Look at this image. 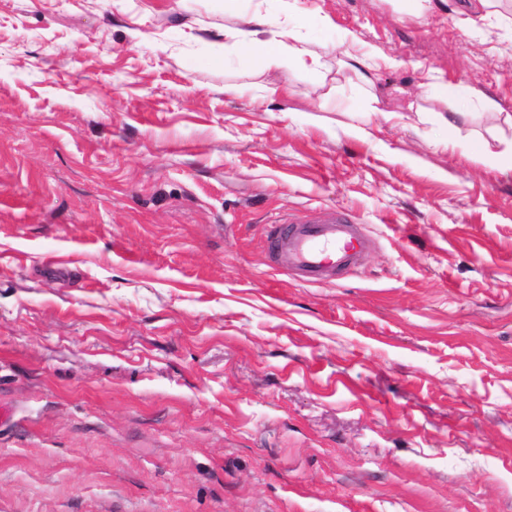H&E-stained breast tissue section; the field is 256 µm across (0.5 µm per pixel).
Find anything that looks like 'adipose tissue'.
I'll return each mask as SVG.
<instances>
[{
	"instance_id": "1",
	"label": "adipose tissue",
	"mask_w": 512,
	"mask_h": 512,
	"mask_svg": "<svg viewBox=\"0 0 512 512\" xmlns=\"http://www.w3.org/2000/svg\"><path fill=\"white\" fill-rule=\"evenodd\" d=\"M273 28L272 38H264L266 28ZM230 37L235 38L242 45L261 44L265 52L267 66H278L285 61L293 59L307 63L310 70H317L320 65L319 54L312 50L299 26H274L272 19L261 12L242 16L240 25L231 29Z\"/></svg>"
}]
</instances>
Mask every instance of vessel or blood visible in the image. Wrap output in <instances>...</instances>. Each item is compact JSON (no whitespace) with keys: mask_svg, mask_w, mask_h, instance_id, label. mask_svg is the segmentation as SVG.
I'll return each instance as SVG.
<instances>
[{"mask_svg":"<svg viewBox=\"0 0 512 512\" xmlns=\"http://www.w3.org/2000/svg\"><path fill=\"white\" fill-rule=\"evenodd\" d=\"M267 243L277 269L295 271L320 283L336 272L354 270L370 240L360 225L331 212L313 222L284 218L270 224Z\"/></svg>","mask_w":512,"mask_h":512,"instance_id":"1","label":"vessel or blood"}]
</instances>
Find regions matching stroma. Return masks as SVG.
Returning a JSON list of instances; mask_svg holds the SVG:
<instances>
[{
    "label": "stroma",
    "mask_w": 512,
    "mask_h": 512,
    "mask_svg": "<svg viewBox=\"0 0 512 512\" xmlns=\"http://www.w3.org/2000/svg\"><path fill=\"white\" fill-rule=\"evenodd\" d=\"M296 6L316 75L224 34L280 0H0V512H512V25ZM330 211L357 270H275ZM267 243L277 269L295 271L320 283L336 272L354 271L371 240L359 224L330 212L313 222L282 218L268 224Z\"/></svg>",
    "instance_id": "1"
}]
</instances>
